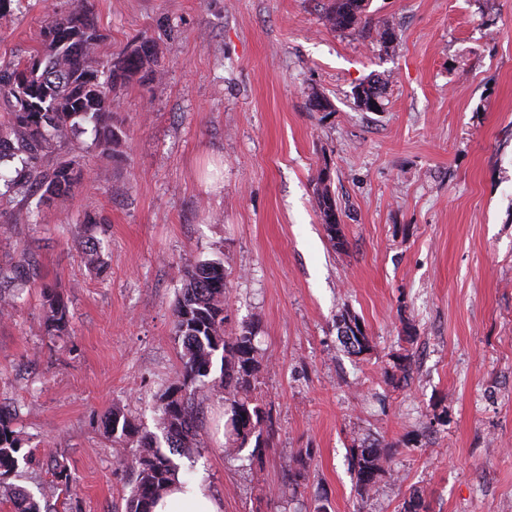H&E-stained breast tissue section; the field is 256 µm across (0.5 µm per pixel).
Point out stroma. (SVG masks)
Segmentation results:
<instances>
[{"mask_svg":"<svg viewBox=\"0 0 512 512\" xmlns=\"http://www.w3.org/2000/svg\"><path fill=\"white\" fill-rule=\"evenodd\" d=\"M331 3L87 0L101 58L145 36L162 73L117 92L116 154L90 131L72 140L93 179L50 223L29 232L0 202V264L30 260L69 310L49 335L34 288L0 317V404L19 407L30 453L5 482L43 512H126L135 475L105 419L155 429L181 367L183 270L205 260L224 263L230 326L258 328L274 429L262 460L225 456L224 400L206 393L201 444L178 462L223 512H403L414 492L430 512H512V0H366L346 30L327 24ZM77 4L23 0L0 18V59ZM376 77L370 111L356 92ZM89 237L101 267L83 262ZM345 312L370 353L340 343ZM361 440L390 449L366 495L348 463ZM318 187H317V205L318 209L321 214V218L325 224V230L327 232V235L329 236L330 240L334 242V246H342L343 240L341 236V231L339 229H336V225L338 224H328L326 223L325 217L328 216V212L332 211L333 209L337 210L336 207V200L332 196L330 191V185L326 184V181L328 180V176L324 171L318 176ZM332 225H335V228H333Z\"/></svg>","mask_w":512,"mask_h":512,"instance_id":"1","label":"stroma"}]
</instances>
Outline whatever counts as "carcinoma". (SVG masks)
Wrapping results in <instances>:
<instances>
[{"mask_svg": "<svg viewBox=\"0 0 512 512\" xmlns=\"http://www.w3.org/2000/svg\"><path fill=\"white\" fill-rule=\"evenodd\" d=\"M359 2L334 0L326 21L340 29L358 25L364 11ZM40 37L44 49L0 62V106L7 115L0 123V199L17 203L9 223L29 226L44 223L43 206L63 202L86 179L80 161L63 152L65 144L90 128L102 150H114L121 131L113 121L112 92L160 74L155 46L146 38L123 55L98 62L96 53L104 35L85 9L52 18ZM327 180L324 172L318 176L317 205L323 218L336 208ZM36 194L39 199L33 209L30 199ZM37 279L28 263L0 266V311L15 309L25 287L36 285ZM43 298L48 332L63 331L67 306L54 288L43 287ZM172 317L182 347L181 370L178 380L160 396V433L140 428L118 411L109 419L112 442L133 449L122 458V465L136 473L126 512H151L155 499L179 474L175 457L200 446L195 401L206 389L224 394L228 454L239 453L252 439L254 456H262L269 446L262 439L267 415L256 395L261 356L255 327L243 324L227 331L221 263L200 261L183 270V288ZM337 328L351 354L370 350L369 336L356 317L341 315ZM22 450L13 413L0 407V479L26 459ZM387 455L378 443L351 449L349 466L361 493H369L388 472ZM3 493L23 501L22 512H40L24 490L6 486Z\"/></svg>", "mask_w": 512, "mask_h": 512, "instance_id": "carcinoma-1", "label": "carcinoma"}]
</instances>
